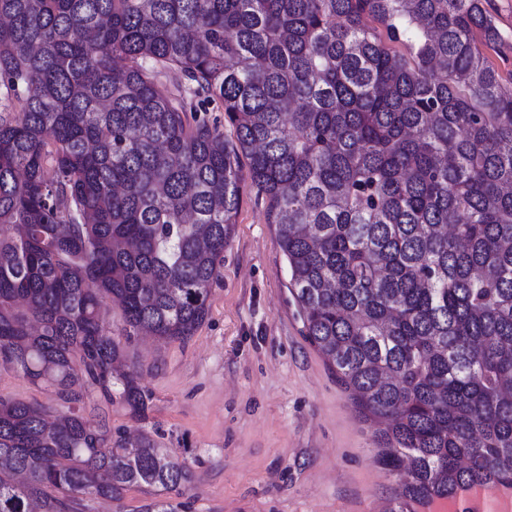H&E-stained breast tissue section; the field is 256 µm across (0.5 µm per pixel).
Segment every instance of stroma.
<instances>
[{"label": "stroma", "mask_w": 512, "mask_h": 512, "mask_svg": "<svg viewBox=\"0 0 512 512\" xmlns=\"http://www.w3.org/2000/svg\"><path fill=\"white\" fill-rule=\"evenodd\" d=\"M505 40L489 58L512 81V0H490ZM126 362L152 396L147 420L120 404L113 432L155 433L193 478L169 492L185 512H388L394 476L375 426L306 341L263 201L245 197L207 320L184 342L135 337ZM0 396L46 407L50 392L0 364Z\"/></svg>", "instance_id": "stroma-1"}]
</instances>
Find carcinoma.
<instances>
[{
  "mask_svg": "<svg viewBox=\"0 0 512 512\" xmlns=\"http://www.w3.org/2000/svg\"><path fill=\"white\" fill-rule=\"evenodd\" d=\"M486 2L0 0V362L61 407L0 397V512L133 486L177 512L186 459L104 407L147 419L122 340L194 335L247 188L304 336L379 424L389 512L512 487V88Z\"/></svg>",
  "mask_w": 512,
  "mask_h": 512,
  "instance_id": "1",
  "label": "carcinoma"
}]
</instances>
